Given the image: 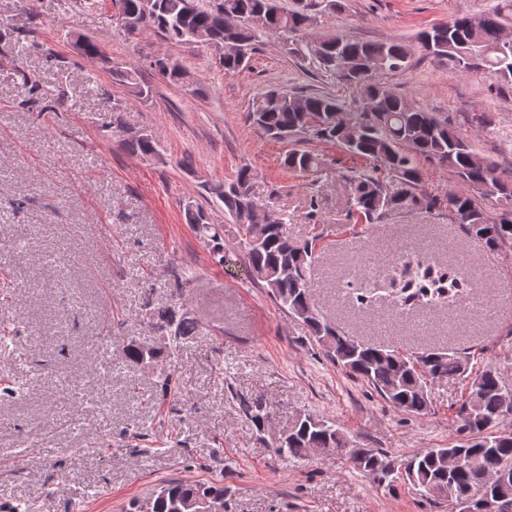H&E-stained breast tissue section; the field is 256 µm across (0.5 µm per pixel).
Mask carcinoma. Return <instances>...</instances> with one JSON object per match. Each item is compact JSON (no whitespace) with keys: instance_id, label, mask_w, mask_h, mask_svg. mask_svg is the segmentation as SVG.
Segmentation results:
<instances>
[{"instance_id":"cac0c4a2","label":"carcinoma","mask_w":512,"mask_h":512,"mask_svg":"<svg viewBox=\"0 0 512 512\" xmlns=\"http://www.w3.org/2000/svg\"><path fill=\"white\" fill-rule=\"evenodd\" d=\"M116 12L143 13V0H112ZM147 24L164 40L189 45L202 32L222 51L224 73L244 67L245 55L255 49L259 35L280 38L288 52L309 61L315 70L340 83L353 86L360 98L375 101V112H351L340 100L322 94H298L267 90L256 95L247 121L267 137L283 141L300 136L329 143L345 152L375 163L386 175L361 174L350 181L351 215L375 224L388 214L403 210L448 212L454 223L491 251L512 249V180L497 173V166L477 156L448 119L409 104L392 93L383 77L404 72L410 64V48L396 41H356L336 34L310 47L309 29L318 16L328 12L325 0H152ZM512 29V0H498L493 8L478 15L458 14L445 24L437 23L418 35L425 56L461 72L489 74L497 91L512 89V48L499 44L503 29ZM468 46L478 62L462 59L457 50ZM150 67L163 79L179 82L185 68L166 57ZM114 79L139 98H148L151 87L138 68L113 71ZM112 135L122 139L133 155L145 158L158 153L154 138L125 134L119 117L107 124ZM448 168L471 192L448 191L431 195L419 189L421 162ZM328 159L308 149H291L280 159L283 169L316 182ZM224 203V213L237 226V235L248 260L252 279L289 315L302 320L319 347L347 373L365 382L391 407L416 415L430 407L427 380L466 371L463 356L439 349L403 355L373 344L355 341L319 314L314 306L311 270L315 245L288 237L280 215L261 225L251 216L252 185L247 167L229 183L208 187ZM495 199L498 213L491 214L481 203ZM186 223L211 248L214 262L224 265V225L211 223L201 207L186 206ZM422 275L404 285L403 305L422 300L453 302L471 272L457 267L438 274L432 265L419 263ZM159 341L147 344L130 340L123 346L128 362L153 365L169 357L180 344L195 335L197 317L182 305L165 306L149 312ZM512 392L496 369L489 366L470 373L468 396L459 409L463 429L471 434L463 444L427 448L402 460L370 448L350 449V460L361 475L383 484L401 478L428 499H442L462 508L465 492L484 495L487 484L495 507L512 505V480L493 483L492 471L512 470V431H492L505 416L503 395ZM240 409L257 430L269 422L262 400L240 395ZM348 446L336 425L313 414L293 421L276 451L294 460H304L314 451L329 452ZM224 483L172 480L153 491L133 512H224Z\"/></svg>"}]
</instances>
